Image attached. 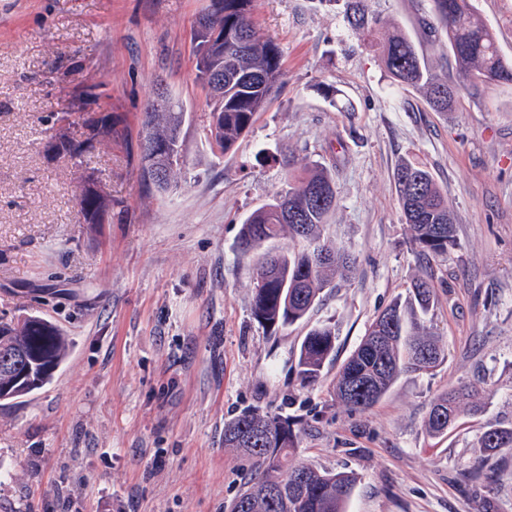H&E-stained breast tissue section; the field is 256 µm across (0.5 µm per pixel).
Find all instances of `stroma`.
<instances>
[{"mask_svg":"<svg viewBox=\"0 0 512 512\" xmlns=\"http://www.w3.org/2000/svg\"><path fill=\"white\" fill-rule=\"evenodd\" d=\"M473 2L512 60V0ZM208 3L0 0V314L43 315L71 340L49 384L0 405V512H229L250 465L225 447L224 423L248 407L297 422V460L356 474L347 512H512V450L478 446L487 426L512 424V84L436 112L392 82L342 0H256L283 86L232 153L199 166L207 107L192 31ZM369 6L418 33L432 69L455 79L446 36L418 32L430 0ZM156 80L195 119L182 186L148 197L138 114ZM80 84L100 85L129 142L88 161L114 199L97 234L78 221L70 163L43 149ZM282 153L335 169L324 236L356 264L307 323L274 333L251 315L236 238L285 185ZM406 160L430 169L456 218L454 245L428 266L398 203ZM423 276L445 361L348 412L331 397L338 362ZM327 321L337 362L302 385L301 341ZM478 381L483 413L429 436L431 401Z\"/></svg>","mask_w":512,"mask_h":512,"instance_id":"1","label":"stroma"}]
</instances>
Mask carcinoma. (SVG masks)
Masks as SVG:
<instances>
[{
  "mask_svg": "<svg viewBox=\"0 0 512 512\" xmlns=\"http://www.w3.org/2000/svg\"><path fill=\"white\" fill-rule=\"evenodd\" d=\"M255 0H210L196 23L224 25V42L197 53L211 52L224 61V87L209 98L206 113L209 147L224 154L253 128L281 87L283 68L278 45L262 37L254 20ZM348 24L379 46L380 61L389 77L401 86L422 90L436 112L452 109L462 94L475 95L488 83H512V63L501 54L489 25L476 13L472 0H432V19L421 21L430 33L441 28L448 37L456 81L448 83L430 69L412 36L395 28L379 34V20L367 0H345ZM145 100L140 134L154 141V153L139 155V168L163 165L183 156L181 132L187 120L183 104L163 91L162 104ZM81 113L54 115V157L80 167L91 149L73 143L70 129L80 125ZM93 137L108 147L128 145L116 128L112 113L98 112ZM399 202L418 255L425 263L445 257L456 239L454 216L432 173L409 161L394 175ZM79 223L93 230L112 223V192L100 193L89 182L77 198ZM336 207V178L324 165L305 167L304 176L289 182L270 201L241 222L237 249L252 262L253 278L265 277L251 296L253 318L277 331L307 319L336 276L352 272L353 257L323 237ZM303 243L296 251H282L272 243L283 235ZM430 279L417 278L408 301H392L368 325L358 346L336 374L334 396L349 411L372 408L404 373H429L445 359V349L427 327L424 316L435 303ZM336 329L331 323L311 327L297 358V375L304 385L316 382L331 361ZM18 355V365H0V399L13 401L43 388L69 353V339L52 321L40 316L0 317V352ZM483 411L480 388L452 389L434 398L425 420L432 437L448 433L457 420ZM300 430L289 417L247 408L224 422V446L235 448L251 462L249 478L230 504V512H346L356 478L350 472H329L296 460ZM488 454L512 449V426L488 427L479 439Z\"/></svg>",
  "mask_w": 512,
  "mask_h": 512,
  "instance_id": "carcinoma-1",
  "label": "carcinoma"
}]
</instances>
